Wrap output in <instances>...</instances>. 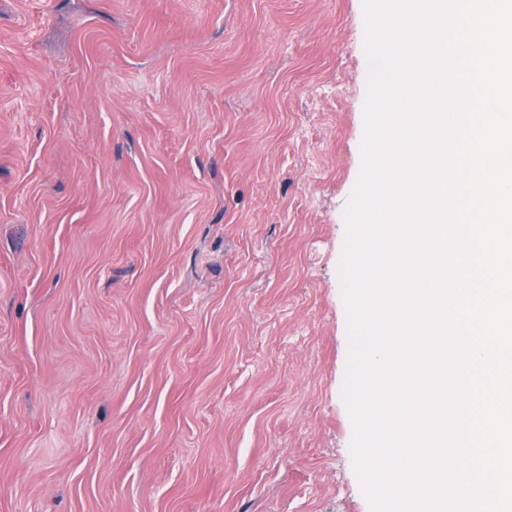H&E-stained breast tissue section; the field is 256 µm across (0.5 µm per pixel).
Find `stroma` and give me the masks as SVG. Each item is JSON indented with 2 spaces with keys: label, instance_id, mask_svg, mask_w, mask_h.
<instances>
[{
  "label": "stroma",
  "instance_id": "obj_1",
  "mask_svg": "<svg viewBox=\"0 0 512 512\" xmlns=\"http://www.w3.org/2000/svg\"><path fill=\"white\" fill-rule=\"evenodd\" d=\"M364 37L362 0H0V512H370Z\"/></svg>",
  "mask_w": 512,
  "mask_h": 512
}]
</instances>
